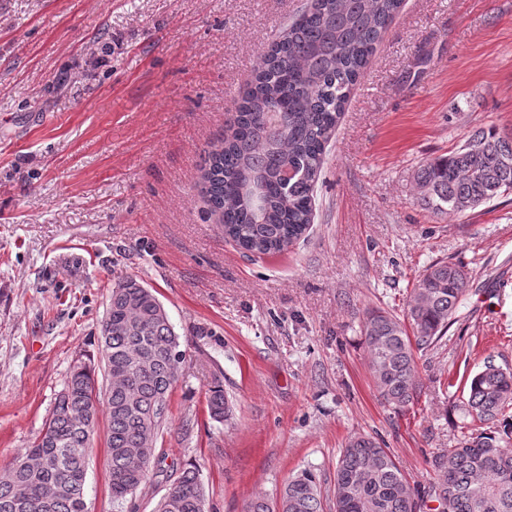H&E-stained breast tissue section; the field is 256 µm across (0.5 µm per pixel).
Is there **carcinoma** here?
I'll use <instances>...</instances> for the list:
<instances>
[{"label":"carcinoma","instance_id":"obj_1","mask_svg":"<svg viewBox=\"0 0 512 512\" xmlns=\"http://www.w3.org/2000/svg\"><path fill=\"white\" fill-rule=\"evenodd\" d=\"M403 0H311L260 57L234 100L231 133L204 159L202 193L232 241L256 256L281 254L314 222L318 183L349 96ZM288 165L294 177L285 181ZM416 202L434 214H462L512 191V137L477 129L447 156L421 165ZM453 261L431 264L404 317L369 310L361 322L368 368L383 403L399 414L420 395L415 351L437 343L470 291ZM169 315L135 277L116 284L100 324L108 373L104 397L94 372L71 370L50 418L29 448L0 469V512H87L85 482L99 415L108 423L109 487L120 504L150 478L149 440L162 438L183 354ZM470 421L461 439L430 460L436 480L411 491L394 456L370 435L351 437L336 463L332 512H512V369L489 360L466 381ZM207 408L224 421V389ZM156 512H209L194 467L181 471ZM246 512H323L316 475L288 481L278 499H252Z\"/></svg>","mask_w":512,"mask_h":512}]
</instances>
